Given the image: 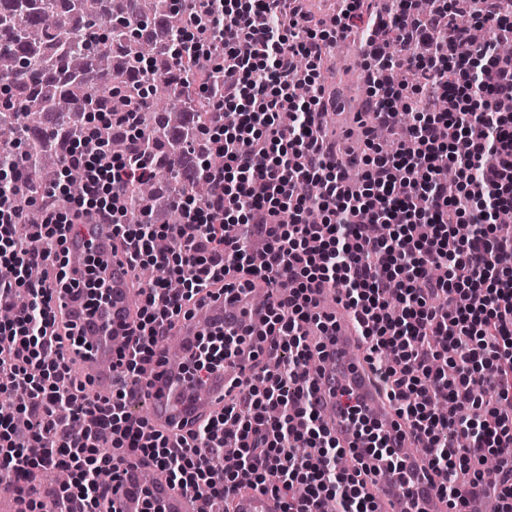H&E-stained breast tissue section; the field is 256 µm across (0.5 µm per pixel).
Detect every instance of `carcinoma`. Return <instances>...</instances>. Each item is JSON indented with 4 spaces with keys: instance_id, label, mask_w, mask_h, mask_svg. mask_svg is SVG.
<instances>
[{
    "instance_id": "obj_1",
    "label": "carcinoma",
    "mask_w": 512,
    "mask_h": 512,
    "mask_svg": "<svg viewBox=\"0 0 512 512\" xmlns=\"http://www.w3.org/2000/svg\"><path fill=\"white\" fill-rule=\"evenodd\" d=\"M180 17L177 0L114 4L110 17L103 14L101 0H0V161L28 154L27 196L50 189L64 170L58 140L81 122L80 113L71 110L73 102L83 101L90 112L121 110L128 102L134 64L148 60L155 64L159 81L139 148L116 129L101 125L96 131L113 153L136 151L153 166V174L130 185L134 206L129 218L134 223L152 220L150 209L166 194L185 195L200 204L207 200V183L185 175L170 160L186 150L208 155L205 137L175 138L172 132L181 128L186 112L196 113L199 123L206 124L210 104L186 94L171 66L168 44L139 32L156 20L176 27ZM97 20L106 22L100 36L88 31ZM457 24L469 29L475 42L489 38L465 14ZM98 73L111 76L112 82L96 85L92 77Z\"/></svg>"
}]
</instances>
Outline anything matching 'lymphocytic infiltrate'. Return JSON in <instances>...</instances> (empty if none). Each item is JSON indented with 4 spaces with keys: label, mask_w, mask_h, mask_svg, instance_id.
Here are the masks:
<instances>
[{
    "label": "lymphocytic infiltrate",
    "mask_w": 512,
    "mask_h": 512,
    "mask_svg": "<svg viewBox=\"0 0 512 512\" xmlns=\"http://www.w3.org/2000/svg\"><path fill=\"white\" fill-rule=\"evenodd\" d=\"M308 0H183L171 57L187 85L212 102L205 134L211 160L192 157L187 174L207 175L212 195L201 205L177 197L178 224L131 223L125 186L148 174L133 157L112 156L94 133L122 127L138 138L156 80L142 63L138 98L123 112H96L65 141L68 164L84 169L82 192L56 184L42 202L41 223L19 233L25 211L0 194V392L23 388L26 401L0 411V487L15 494L17 512H104L103 474L129 460L164 472L190 493L197 512H214L229 485L247 482L273 492L283 512H375L356 476L338 464L335 437L320 422L314 384L304 365L320 346L329 319L315 296L338 291L368 344L367 358L408 419L439 494L460 512L466 485L488 487L495 512H512V237L494 234L488 218L512 203V59L496 52L512 38V0H443L419 19L414 0H339L331 14L312 13ZM464 12L491 38L460 53ZM365 40L366 109L383 126L400 124L394 103L406 99L410 124L395 150L374 145L360 180L347 181L326 143L322 114L335 99L319 84L327 48L346 35ZM401 52L387 56L385 39ZM409 81L387 83L385 70ZM455 167V183L442 172ZM321 219L309 223L310 205ZM483 225L463 239L455 227L470 210ZM393 225L391 236L365 233L361 214ZM25 224V223H24ZM81 224H108L133 269L162 270L142 288L130 349L117 362L140 383L166 324L186 315L210 286L287 285L273 296L261 325L201 337L189 376L234 362L245 341H262L275 368L261 367L223 414L173 439L130 411L129 392L101 401L76 385L55 330L54 305L70 288L64 260L68 234ZM343 406L399 482L404 467L358 404ZM462 435L465 448L448 434ZM495 457L497 469L480 467ZM69 470L68 487L51 502L28 486L33 470Z\"/></svg>",
    "instance_id": "obj_1"
}]
</instances>
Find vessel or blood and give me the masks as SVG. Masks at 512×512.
<instances>
[{"instance_id": "b4317fda", "label": "vessel or blood", "mask_w": 512, "mask_h": 512, "mask_svg": "<svg viewBox=\"0 0 512 512\" xmlns=\"http://www.w3.org/2000/svg\"><path fill=\"white\" fill-rule=\"evenodd\" d=\"M92 254L102 260L101 275L111 287V300L100 319H77L79 293L75 290L65 294L56 312L60 323L78 326L87 336L80 369L94 378L99 392L108 393L112 390V358L120 342L130 339L140 291L127 278L125 260L112 252L111 225H93L89 234L67 240L65 258L75 280H82L86 259ZM320 310L335 318L336 326L324 337L320 361L311 374L316 383L317 411L322 424L344 448L346 459L363 472L365 490L372 496L376 512H447L445 500L436 491L439 478L422 456L404 455L409 483L402 487L382 462L363 452L350 420L336 405L341 390L354 392L363 414L381 427L391 447H406L411 431L362 356L365 342L349 311L339 304H324ZM264 314L250 293L227 295L215 289L195 314L170 328V341L158 346L152 365L144 372L151 400L149 423L154 429L184 434L223 411L230 393L237 390L238 376L222 368L191 378L183 373L181 363L191 358L197 338L204 332L227 322L249 327L258 324ZM141 471V466L129 467L111 484L108 499L115 512H142L148 497L162 512H196L197 503L191 495L174 489L162 476L145 482ZM225 503L230 512H282L281 501L259 489L235 490Z\"/></svg>"}]
</instances>
